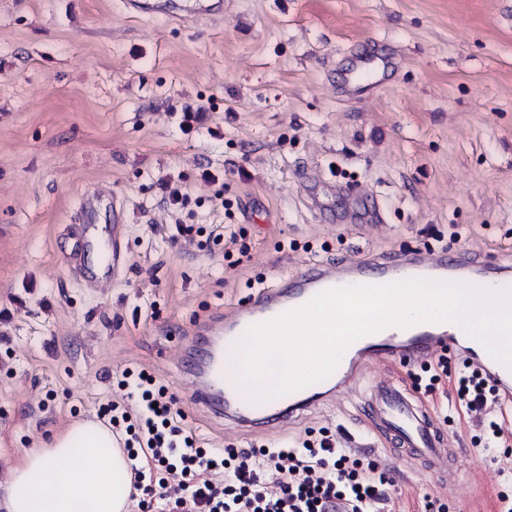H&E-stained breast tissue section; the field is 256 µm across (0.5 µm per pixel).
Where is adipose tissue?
I'll return each instance as SVG.
<instances>
[{
  "instance_id": "adipose-tissue-1",
  "label": "adipose tissue",
  "mask_w": 512,
  "mask_h": 512,
  "mask_svg": "<svg viewBox=\"0 0 512 512\" xmlns=\"http://www.w3.org/2000/svg\"><path fill=\"white\" fill-rule=\"evenodd\" d=\"M130 462L111 430L68 423L45 448L18 451L0 512H127Z\"/></svg>"
}]
</instances>
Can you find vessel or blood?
<instances>
[{
	"label": "vessel or blood",
	"mask_w": 512,
	"mask_h": 512,
	"mask_svg": "<svg viewBox=\"0 0 512 512\" xmlns=\"http://www.w3.org/2000/svg\"><path fill=\"white\" fill-rule=\"evenodd\" d=\"M125 8L139 18L160 17L185 23L221 17L224 0H126ZM104 205L112 211V222L99 226L94 224L93 216ZM80 206L83 227L66 242L65 261L87 286L111 287L129 260L123 236L124 207L119 197L107 189L85 195ZM479 268V260L470 253L451 254L444 249L417 250L398 258L352 254L314 267L290 282L256 289L246 301L216 312L197 325V335L210 337L211 344L186 374L190 396L197 405L241 430L261 425L282 432L307 412L338 399L368 369L397 359L425 362L444 348L458 345L459 338L444 323H419L369 334L347 347L335 371L326 378L327 388L321 395H308L299 389L289 396L263 401L247 389L236 370L224 364L249 328L302 307L316 294L333 287L384 284L406 278L453 279L473 285ZM463 353L496 395L512 399L511 368L493 359L483 348L467 347ZM366 406L373 427L394 441L400 459L420 463L442 486L454 487L463 482L455 464L457 450L452 440L394 376L383 373L374 378Z\"/></svg>",
	"instance_id": "vessel-or-blood-1"
}]
</instances>
